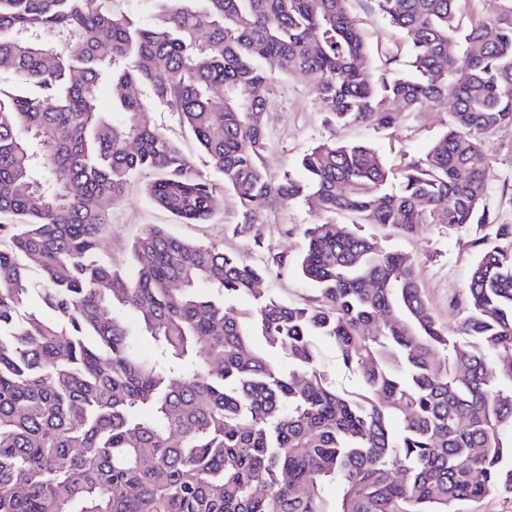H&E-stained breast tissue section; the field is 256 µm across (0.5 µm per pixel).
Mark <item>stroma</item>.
<instances>
[{"label": "stroma", "mask_w": 512, "mask_h": 512, "mask_svg": "<svg viewBox=\"0 0 512 512\" xmlns=\"http://www.w3.org/2000/svg\"><path fill=\"white\" fill-rule=\"evenodd\" d=\"M349 9L362 29L371 49L366 63L379 67L378 51L397 56L399 67H406L409 57L402 32L381 13L374 0H349ZM277 79L268 114V149L264 166L272 179L284 173L298 172L301 156L328 137L344 143H365L373 147L383 161L400 169L409 156L425 152L445 132L451 103L443 99L430 104L426 111L408 114L398 126L388 131L364 124L332 127L315 97V78L296 81L289 78L277 63H269ZM142 119L159 128L194 157L201 173L217 183L213 209L215 217L206 224H177L165 210L145 197L142 187L147 174L135 176L123 197L113 207L107 251L114 265L130 261L132 241L150 225L167 228L173 234L202 243H214L250 262H260L266 253L280 255L283 263L275 268L269 282L271 291L291 304H303L313 298L311 286L297 274L296 262L306 243L302 225L322 222L323 217L306 204L273 203L267 207L258 230L240 228V211L235 197L221 187L223 177L215 172L199 151L194 140L180 125L175 112L158 103H149ZM492 163L488 194L484 207L498 224H512V125L498 129L491 138ZM261 234L263 248H256L254 234ZM474 225L451 227L432 224L411 239L389 240V247L407 254L416 265L419 280L433 313L451 330H458L466 313L455 302L464 293L475 262L470 241Z\"/></svg>", "instance_id": "35a3bbf8"}]
</instances>
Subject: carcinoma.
<instances>
[{"label":"carcinoma","instance_id":"cac0c4a2","mask_svg":"<svg viewBox=\"0 0 512 512\" xmlns=\"http://www.w3.org/2000/svg\"><path fill=\"white\" fill-rule=\"evenodd\" d=\"M146 2L135 14L0 0V512H327L328 480L343 485L336 512H456L512 494V362L499 363L512 357V224L483 210L492 134L512 124V4L465 25L460 0H374L410 45L401 73L362 65L348 0ZM270 60L318 75L340 126L455 107L397 173L370 146L329 139L301 157L302 176L273 182ZM106 84L115 113L99 107ZM140 87L223 175L243 228L274 198L328 216L303 229L314 299L271 293L276 255L248 263L155 226L129 267L103 259L112 206L144 170L177 223L214 217L216 185L141 121ZM473 222L462 342L409 257L362 227L411 238ZM321 342L362 391H336Z\"/></svg>","mask_w":512,"mask_h":512}]
</instances>
